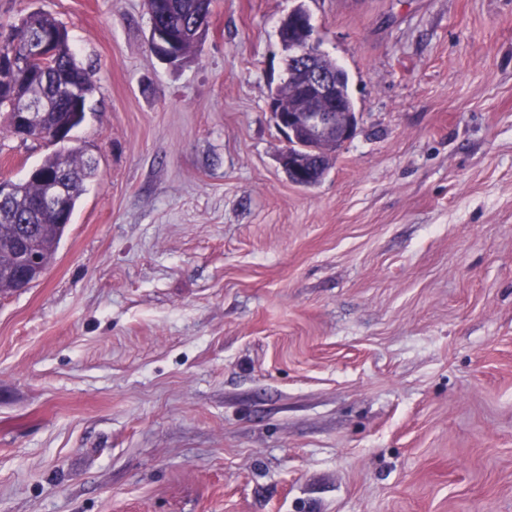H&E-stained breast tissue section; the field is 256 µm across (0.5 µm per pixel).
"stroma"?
I'll list each match as a JSON object with an SVG mask.
<instances>
[{
    "mask_svg": "<svg viewBox=\"0 0 512 512\" xmlns=\"http://www.w3.org/2000/svg\"><path fill=\"white\" fill-rule=\"evenodd\" d=\"M354 138L292 183L268 110L296 7ZM0 0L69 32L97 161L0 296V512H512V0ZM55 147L10 134L0 176ZM153 14L168 21L170 27L181 37L180 50L185 58L196 49L198 28L195 24L210 13V0H146ZM151 41L155 51L170 62H177L183 56L178 48V40L171 30L157 21L151 20Z\"/></svg>",
    "mask_w": 512,
    "mask_h": 512,
    "instance_id": "stroma-1",
    "label": "stroma"
}]
</instances>
